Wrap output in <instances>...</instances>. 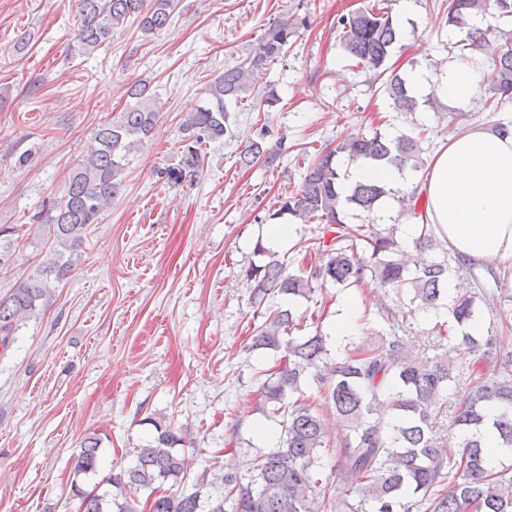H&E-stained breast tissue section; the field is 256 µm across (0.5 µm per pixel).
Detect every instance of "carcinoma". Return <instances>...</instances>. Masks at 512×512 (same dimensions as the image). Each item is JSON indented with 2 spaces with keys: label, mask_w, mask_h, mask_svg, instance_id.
<instances>
[{
  "label": "carcinoma",
  "mask_w": 512,
  "mask_h": 512,
  "mask_svg": "<svg viewBox=\"0 0 512 512\" xmlns=\"http://www.w3.org/2000/svg\"><path fill=\"white\" fill-rule=\"evenodd\" d=\"M80 24L78 48L91 52L112 38V31L131 22L149 34L162 29L174 10V0H77ZM493 11L512 23V0H447L448 27L466 30L460 40V58L475 53L490 57L483 76L484 107L499 112L512 103V27L492 32L473 20ZM346 60L382 81L381 88L396 112L413 113L424 105L442 107L436 96L424 101L412 94L407 78L387 63L401 37L392 0L340 15L336 20ZM294 25L276 21L264 31L256 48L239 64L224 69L206 87L207 103L191 110L182 124L187 137L186 158L179 167L159 171L168 183H192L200 172L201 146L224 139L229 108L250 97L254 77L286 52ZM129 104L94 133L87 153L68 176L64 194L45 220L48 249L40 264L10 294L0 295V348L14 341L22 322L42 316L55 289L75 269L81 258L83 230L122 188L126 157L151 135L158 121V105L149 85L132 82L127 87ZM280 100L275 92L261 97L257 122L259 136L239 153L240 165L257 162L279 166L281 154L266 145L270 133L268 111ZM422 127L415 135L388 137L376 130L368 137L344 139L334 148L324 147L309 162L297 188L285 192L280 207L269 215L283 216L294 224L322 225V236L308 244L318 261L296 271L257 238L253 253L261 265L246 268L252 285L251 304L263 322L249 337L246 351L276 352L273 365L257 371L255 409L274 418L280 427L275 444L250 463L241 474L230 460L203 472L194 491L171 492L153 499L154 512H512V464L491 462L478 431L486 410L495 406L493 419L502 446L512 455V336L502 296L488 288H458L448 295V281L460 277L459 268L432 225L421 224L412 247L402 245L395 225L349 224L345 210L370 214L391 194L380 181L345 184L340 158L350 163L390 166L403 172L422 168ZM402 213L421 218L420 197L398 198ZM15 228H0V267L9 264ZM373 285L409 297L407 313H426L444 308L446 320L432 327L433 347L461 335L460 359L448 362V352L424 360L414 344L403 336H381L373 347L345 344L332 360L322 325L308 335L294 331L304 318L295 303L309 300L327 286L349 288ZM492 319L486 331L467 332L483 311ZM491 360L489 373L484 362ZM317 397L306 394L308 383ZM464 395L454 416V430L439 432L438 420L448 412V402L459 390ZM336 413L343 429L336 440L337 475L341 491L321 494L319 475L325 468L328 443L320 406ZM157 436L134 451L131 465L87 485L96 475L101 455V436L93 433L81 441V451L70 482L81 512H138L134 494L155 493L165 483L184 479L177 446L185 442L183 427H162L148 417ZM222 485L215 496L209 488ZM109 485L120 494H92V488Z\"/></svg>",
  "instance_id": "1"
}]
</instances>
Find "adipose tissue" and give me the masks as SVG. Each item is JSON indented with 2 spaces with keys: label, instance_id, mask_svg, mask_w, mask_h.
I'll use <instances>...</instances> for the list:
<instances>
[{
  "label": "adipose tissue",
  "instance_id": "adipose-tissue-1",
  "mask_svg": "<svg viewBox=\"0 0 512 512\" xmlns=\"http://www.w3.org/2000/svg\"><path fill=\"white\" fill-rule=\"evenodd\" d=\"M482 56L452 59L437 85L450 106L472 99ZM377 179L419 194L428 224L456 256L468 262L512 261V130L499 133L475 125L444 138L419 180L389 167L359 166L351 181Z\"/></svg>",
  "mask_w": 512,
  "mask_h": 512
}]
</instances>
